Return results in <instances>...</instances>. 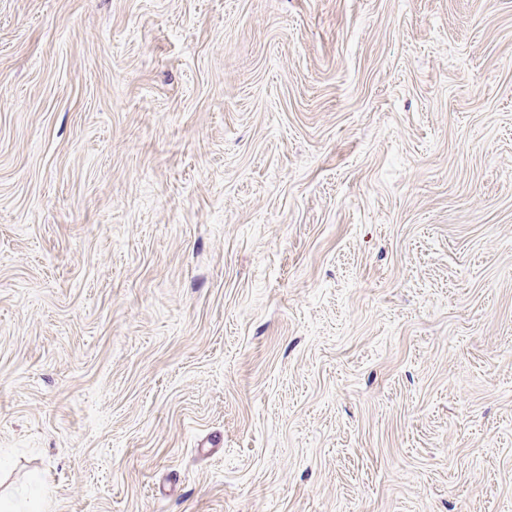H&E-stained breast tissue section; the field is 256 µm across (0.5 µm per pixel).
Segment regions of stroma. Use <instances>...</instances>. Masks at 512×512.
<instances>
[{"label":"stroma","instance_id":"obj_1","mask_svg":"<svg viewBox=\"0 0 512 512\" xmlns=\"http://www.w3.org/2000/svg\"><path fill=\"white\" fill-rule=\"evenodd\" d=\"M0 512H512V0H0Z\"/></svg>","mask_w":512,"mask_h":512}]
</instances>
